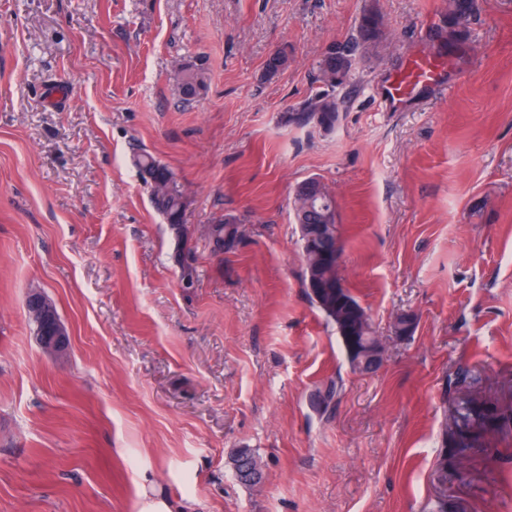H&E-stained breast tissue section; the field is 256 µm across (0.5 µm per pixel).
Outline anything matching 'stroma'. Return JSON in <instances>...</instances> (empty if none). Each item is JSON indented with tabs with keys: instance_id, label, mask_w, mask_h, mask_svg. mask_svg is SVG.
<instances>
[{
	"instance_id": "1",
	"label": "stroma",
	"mask_w": 512,
	"mask_h": 512,
	"mask_svg": "<svg viewBox=\"0 0 512 512\" xmlns=\"http://www.w3.org/2000/svg\"><path fill=\"white\" fill-rule=\"evenodd\" d=\"M376 13L333 130L284 125L331 43ZM459 26L442 45L436 25ZM287 68L262 79L268 57ZM445 90L382 111L373 84L419 50ZM202 57L206 93L174 67ZM174 174L199 271L134 167ZM336 197L340 273L387 344L352 371L311 303L293 218L299 184ZM246 237L214 255L225 214ZM48 295L71 336L54 358L26 317ZM419 318L394 338L397 314ZM343 391L327 412L311 395ZM512 408V0H0V512H512V429L442 461L455 401ZM247 448L255 486L231 467ZM174 79L180 100L190 103L204 91L207 84V72L201 59L190 57L179 62Z\"/></svg>"
}]
</instances>
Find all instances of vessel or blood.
Here are the masks:
<instances>
[{
  "instance_id": "1",
  "label": "vessel or blood",
  "mask_w": 512,
  "mask_h": 512,
  "mask_svg": "<svg viewBox=\"0 0 512 512\" xmlns=\"http://www.w3.org/2000/svg\"><path fill=\"white\" fill-rule=\"evenodd\" d=\"M448 69L437 58L415 55L389 73L377 86V96L386 110L398 111L421 89L446 85Z\"/></svg>"
}]
</instances>
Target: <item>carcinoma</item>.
<instances>
[{
    "label": "carcinoma",
    "instance_id": "obj_1",
    "mask_svg": "<svg viewBox=\"0 0 512 512\" xmlns=\"http://www.w3.org/2000/svg\"><path fill=\"white\" fill-rule=\"evenodd\" d=\"M383 36L380 19L377 15H363L357 30L354 45H330L326 56L319 65L317 81L321 83L305 102L298 108L287 113L284 124L306 127L319 125L331 130L339 119V102L336 99V85L348 74L351 68V52L353 46L375 45ZM288 67V54L277 50L266 61L261 78L270 79ZM175 85L180 100L190 103L198 98L207 84V72L197 57L183 59L179 62L174 75ZM133 163L138 171L145 176L148 192L155 209L163 216L166 223L177 229L179 233L180 254L184 255L179 263L183 287L191 288L196 281V255L192 246L194 230L184 223L185 201L172 172L161 164L152 154L140 150L133 156ZM309 183L318 187L317 192L306 195L297 191L294 201L295 221L310 226L309 234L316 237L320 245L331 253L343 254V241L337 225L336 198L317 178ZM206 236L217 254L236 249L244 240L242 219L231 214L208 225ZM305 261L304 280L313 279L321 285L333 290V298L323 293L309 296L313 304L320 309L331 322L339 335L351 369L359 374L364 373L355 357L352 356L350 344L352 337L357 339L375 336L370 317L365 308L345 287L336 264L320 265L316 262L314 251L302 246ZM342 385L331 378L315 390V399L325 398L328 403L336 402L341 394ZM493 426L501 431L512 426V411H494L485 406L477 396H471V409L467 423L457 429L449 430L450 443L446 453L454 457L467 452L461 447L472 431L480 426Z\"/></svg>",
    "mask_w": 512,
    "mask_h": 512
}]
</instances>
